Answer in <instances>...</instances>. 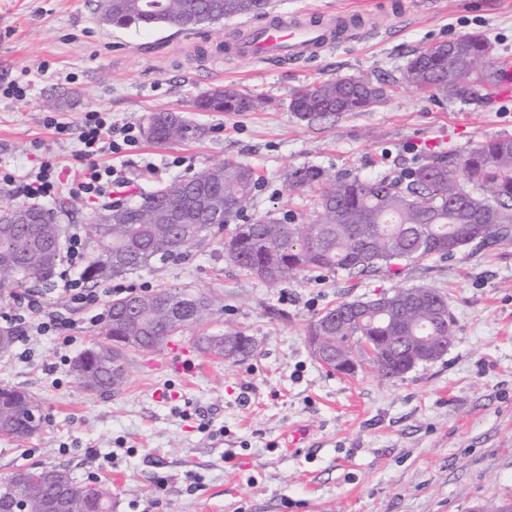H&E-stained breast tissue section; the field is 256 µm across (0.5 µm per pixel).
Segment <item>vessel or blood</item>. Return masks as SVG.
<instances>
[{"mask_svg": "<svg viewBox=\"0 0 512 512\" xmlns=\"http://www.w3.org/2000/svg\"><path fill=\"white\" fill-rule=\"evenodd\" d=\"M351 15L336 17L335 28L319 21H302L295 14L259 15L251 22L248 37L238 44L241 55L279 63L299 62L320 56L333 48L336 38L355 31Z\"/></svg>", "mask_w": 512, "mask_h": 512, "instance_id": "vessel-or-blood-1", "label": "vessel or blood"}]
</instances>
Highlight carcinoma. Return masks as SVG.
<instances>
[{"label": "carcinoma", "instance_id": "1", "mask_svg": "<svg viewBox=\"0 0 512 512\" xmlns=\"http://www.w3.org/2000/svg\"><path fill=\"white\" fill-rule=\"evenodd\" d=\"M269 0H112L109 25L181 30L211 22L254 17ZM455 54L432 47L413 54L401 81L450 96L469 97L467 78L490 42L478 33L456 39ZM386 99V88L364 76L326 80L296 90L289 109L301 120L313 121L344 112H365ZM265 101L251 94L215 87L195 100L205 112H255ZM189 131L178 112L148 116L147 139L157 145L180 142ZM285 185L292 191H318V214L311 224H289L269 215L247 214L256 185L254 170L226 161L162 187L129 205H117L98 216L93 227L95 250L85 278L99 283L150 265L183 256L190 244L235 225L224 251L241 272L270 288L305 271L354 273L391 269L396 260L422 263L447 259L468 245L490 240L512 241V137L477 142L459 153L438 155L398 176L381 179L333 175L316 166L289 168ZM182 220L170 223L171 214ZM39 224L0 223V287H20L30 278L47 279L62 260L61 225L55 211H41ZM385 309L362 300L342 301L308 326V335L324 337L332 352L353 355L361 342L376 344L369 362L385 379L400 378L412 369L417 346L412 336H454V318L434 321V311L446 303L434 288H401L382 296ZM216 296L159 290L112 300L104 325L106 341L82 351L73 371L84 390L98 395L119 393L126 384L128 351H155L181 329L202 322L213 310ZM359 310V320L344 315ZM235 360L249 356L252 338L241 333L202 336L200 350ZM37 401L28 392L0 386V430L16 440L34 435ZM66 492L70 512H112V489L76 481L61 467L37 474L19 470L0 484V512H45V505Z\"/></svg>", "mask_w": 512, "mask_h": 512}]
</instances>
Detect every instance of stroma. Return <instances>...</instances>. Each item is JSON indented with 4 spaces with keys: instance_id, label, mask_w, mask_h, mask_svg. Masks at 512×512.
I'll return each instance as SVG.
<instances>
[{
    "instance_id": "1",
    "label": "stroma",
    "mask_w": 512,
    "mask_h": 512,
    "mask_svg": "<svg viewBox=\"0 0 512 512\" xmlns=\"http://www.w3.org/2000/svg\"><path fill=\"white\" fill-rule=\"evenodd\" d=\"M272 0L273 12H302L325 22L337 13L366 21L312 62L284 65L236 54L244 20L120 29L99 23L100 0H0V85L26 93L0 99V165L16 183L0 188V206L25 205L24 174L42 155L67 172L84 163L76 135L60 136L44 118L79 127L98 108L117 123L143 127L150 113L174 110L200 137L159 146L140 139L126 158L129 203L173 180L234 160L259 177L254 216L311 219L316 191L295 194L281 175L314 165L360 178H382L500 136L512 137V102L494 85L477 100L400 83L407 60L440 41L483 33L494 46L477 71L498 70L512 85V0ZM364 75L384 83L385 103L305 122L288 108L293 92ZM267 99L261 112H201L192 101L215 86ZM70 93L57 108L47 98ZM159 165L145 171L146 161ZM64 231L90 233L99 205L59 194ZM212 233L186 256L94 284L92 304L63 302L32 280L0 289L4 314H22L31 293L61 311L66 329L15 342L0 353V386L28 391L41 404V430L0 437V483L19 469L67 468L79 482H112L113 512H500L512 504V242L468 246L449 259L403 263L399 274L350 276L318 271L270 288L246 276ZM425 285L440 291L455 320V340L439 359L403 377H378L363 355L353 372L321 365L309 323L341 301ZM124 294L214 293L206 323L179 343L199 363L189 379L166 365L169 347L128 354V381L115 396L89 394L72 364L102 341L113 289ZM242 332L255 350L235 363L196 346L203 334Z\"/></svg>"
}]
</instances>
